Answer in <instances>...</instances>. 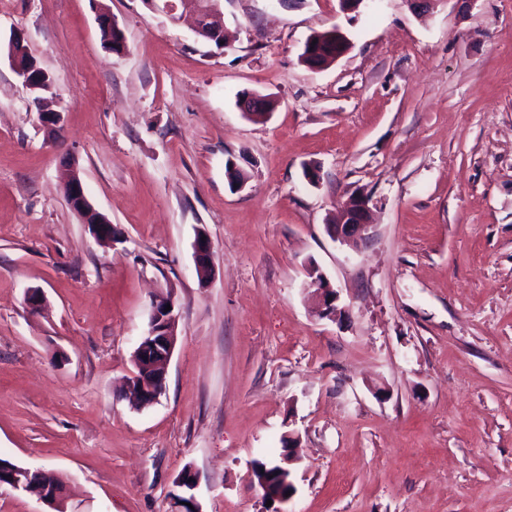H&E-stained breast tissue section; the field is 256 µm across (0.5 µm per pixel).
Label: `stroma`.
<instances>
[{"instance_id":"stroma-1","label":"stroma","mask_w":512,"mask_h":512,"mask_svg":"<svg viewBox=\"0 0 512 512\" xmlns=\"http://www.w3.org/2000/svg\"><path fill=\"white\" fill-rule=\"evenodd\" d=\"M221 11L219 47L143 0H0V45L25 34L61 114L43 125L0 58V459L62 476L67 512H170L187 467L202 512H272L252 462L292 433L286 512H512V0ZM336 26L350 49L304 64ZM71 159L121 243L68 205ZM357 192L352 247L325 224ZM159 294L177 342L137 410L119 391ZM204 237V240H201ZM196 273L201 283L208 282L213 276L211 265V242L207 234L199 233L194 242ZM310 275H315V283L317 285L316 295L319 299V304L321 307V314L324 317H329L332 319L336 318V315H341L342 309L338 308L337 301L339 300V294L337 290H335L326 279V277L319 272L318 267L310 266L309 269Z\"/></svg>"}]
</instances>
